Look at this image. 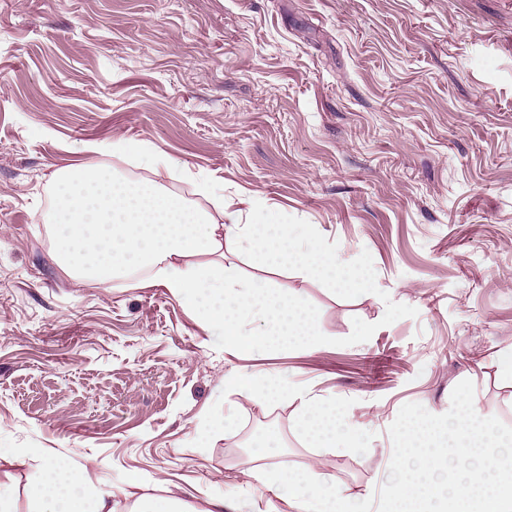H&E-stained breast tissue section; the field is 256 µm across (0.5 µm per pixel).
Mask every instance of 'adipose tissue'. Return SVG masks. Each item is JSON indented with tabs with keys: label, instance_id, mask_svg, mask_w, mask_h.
Segmentation results:
<instances>
[{
	"label": "adipose tissue",
	"instance_id": "1",
	"mask_svg": "<svg viewBox=\"0 0 512 512\" xmlns=\"http://www.w3.org/2000/svg\"><path fill=\"white\" fill-rule=\"evenodd\" d=\"M224 390L265 405L278 400L301 403L298 424L317 448L340 447L356 450L358 440L335 405H324L281 376H259L232 372L224 377ZM254 478L270 490L281 492L290 512H366L360 497L330 481L314 469L293 471L272 463L259 468ZM34 512H114L112 494L93 488L86 468H61L47 464L43 477L32 492Z\"/></svg>",
	"mask_w": 512,
	"mask_h": 512
}]
</instances>
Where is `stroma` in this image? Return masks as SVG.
Returning a JSON list of instances; mask_svg holds the SVG:
<instances>
[{"mask_svg":"<svg viewBox=\"0 0 512 512\" xmlns=\"http://www.w3.org/2000/svg\"><path fill=\"white\" fill-rule=\"evenodd\" d=\"M139 141L119 158L89 143ZM109 166L218 223L260 199L310 222L338 257L372 256L387 299H343L240 253L225 265L302 297L352 346L237 358L146 274L101 286L57 263L53 173ZM210 196L197 192L198 184ZM512 0H0V491L28 512L46 457L85 466L129 512L144 493L284 512L239 456L273 419V461L371 496L407 403L442 414L462 380L512 426ZM279 374L343 409L355 453L312 448L300 404L226 393L225 374ZM228 419L227 429L212 428ZM41 454L16 464V449Z\"/></svg>","mask_w":512,"mask_h":512,"instance_id":"35a3bbf8","label":"stroma"}]
</instances>
